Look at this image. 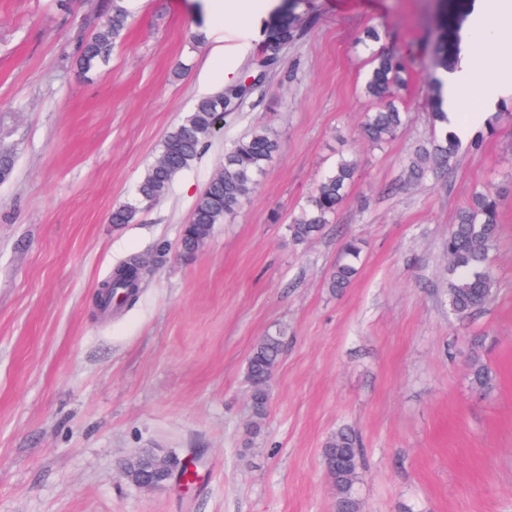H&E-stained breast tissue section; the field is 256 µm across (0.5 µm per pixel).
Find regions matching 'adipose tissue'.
I'll return each mask as SVG.
<instances>
[{
    "label": "adipose tissue",
    "mask_w": 512,
    "mask_h": 512,
    "mask_svg": "<svg viewBox=\"0 0 512 512\" xmlns=\"http://www.w3.org/2000/svg\"><path fill=\"white\" fill-rule=\"evenodd\" d=\"M497 31L512 32V0H482L467 20L457 67L442 76L443 108L456 137L468 135L478 118L469 101L488 105L512 93V56L492 55L485 47L487 35Z\"/></svg>",
    "instance_id": "ef3b65f1"
}]
</instances>
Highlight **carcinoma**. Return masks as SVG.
<instances>
[{
    "label": "carcinoma",
    "mask_w": 512,
    "mask_h": 512,
    "mask_svg": "<svg viewBox=\"0 0 512 512\" xmlns=\"http://www.w3.org/2000/svg\"><path fill=\"white\" fill-rule=\"evenodd\" d=\"M302 0H283L281 11L266 25L262 48L251 63L252 70L270 72L280 60V51L299 36L296 10ZM472 0H444L439 13V34L430 47L434 70H446L455 64V46L459 30ZM128 24V14L119 5L96 24L92 35L81 41L77 64L90 70L106 60ZM403 63L393 52L380 53L373 60L365 90L374 99L385 102L384 108L367 115L362 127L364 138L381 145L397 135L405 126L406 113L399 110L394 94L402 82ZM244 82H235L214 95L201 98L193 110L163 138L159 157L164 163H152L136 184L133 196L112 211V223L130 224L143 209L163 199L174 179L199 158L217 131L224 117L236 111L250 94ZM435 120L444 138L433 149V169L446 170L459 144L448 134V113L443 110L439 84H434L431 100ZM281 143L264 129H255L234 142L224 154V166L215 174L206 189L197 197L191 210V223L181 245V254L190 259L197 254L198 228L205 224H221L252 193L256 176ZM355 163L341 158L319 181L314 194L300 208L288 225L292 240L307 242L317 237L330 222L345 199V191L354 178ZM499 196L489 188L475 192L467 207L462 209L448 236V260L455 274L448 288V308L455 315L467 317L484 308L491 300L496 277L492 253L500 237ZM361 248L357 240L345 243L342 256L329 273L326 286L335 294L343 293L357 274ZM144 268L138 263L118 267L107 279L110 295L98 302L117 306L136 301L137 281ZM284 337L278 333L262 337L248 359L246 375L252 387L254 413L262 418L267 405V381L281 360ZM468 377L471 386L479 391L490 390L495 374L489 366L473 360ZM325 462L335 464L333 480L337 503L343 512H358L354 497L355 484L362 465L363 453L357 434L342 428L330 437L324 448Z\"/></svg>",
    "instance_id": "obj_1"
}]
</instances>
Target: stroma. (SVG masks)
<instances>
[{"label": "stroma", "mask_w": 512, "mask_h": 512, "mask_svg": "<svg viewBox=\"0 0 512 512\" xmlns=\"http://www.w3.org/2000/svg\"><path fill=\"white\" fill-rule=\"evenodd\" d=\"M203 0H124L128 26L108 61L74 59L112 0H0V512H336L323 450L355 430L359 512H512V98L475 125L447 171L410 178L439 138L426 53L437 0H304L300 40L167 196L130 224L111 221L196 101L240 77L270 16L229 19ZM403 56L405 127L361 135L378 102L372 57ZM265 127L282 143L254 193L215 225L193 260L179 238L230 144ZM357 166L322 234L295 243L288 221L340 157ZM500 195L496 286L483 309H448L446 242L474 190ZM359 271L326 279L347 239ZM149 260L135 306L94 308L130 257ZM285 338L260 423L246 366ZM496 374L485 394L468 364ZM151 450L200 452L197 488L142 489L121 468Z\"/></svg>", "instance_id": "stroma-1"}]
</instances>
